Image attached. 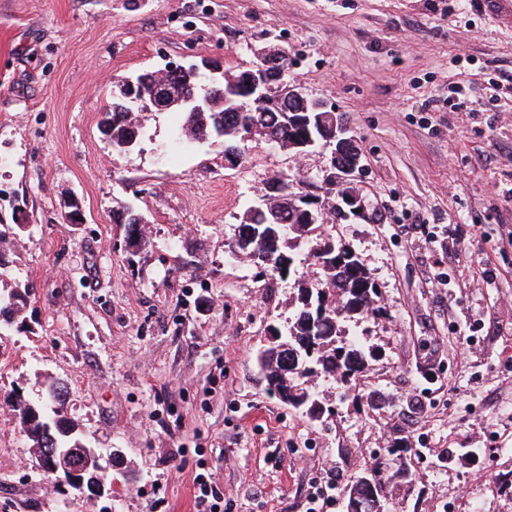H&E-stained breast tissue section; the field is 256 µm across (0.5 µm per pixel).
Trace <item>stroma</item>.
I'll return each mask as SVG.
<instances>
[{"label":"stroma","instance_id":"35a3bbf8","mask_svg":"<svg viewBox=\"0 0 512 512\" xmlns=\"http://www.w3.org/2000/svg\"><path fill=\"white\" fill-rule=\"evenodd\" d=\"M269 46L358 140L363 213L324 224L386 309L347 323L373 356L347 400L314 378L317 421L257 363L294 280L229 244L272 174L323 195L329 151L256 138L232 168L177 112L148 113L129 150L99 131L121 79L235 73ZM19 222L0 295L32 294L0 334V512H201L204 471L224 512H309L311 484L372 467L386 512H512V30L474 0H0V225ZM53 381L77 435L123 452L102 497L29 463L13 404Z\"/></svg>","mask_w":512,"mask_h":512}]
</instances>
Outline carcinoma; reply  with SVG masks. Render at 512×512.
Wrapping results in <instances>:
<instances>
[{"instance_id":"carcinoma-1","label":"carcinoma","mask_w":512,"mask_h":512,"mask_svg":"<svg viewBox=\"0 0 512 512\" xmlns=\"http://www.w3.org/2000/svg\"><path fill=\"white\" fill-rule=\"evenodd\" d=\"M286 70L288 60L284 59L278 65V79L272 85L267 102L237 112L216 111L209 117L206 132L215 135L222 127L224 137L229 138L239 127H254L260 130V138L276 144L287 143L292 137L291 120L306 108V103L285 92L283 73ZM169 84L176 94H204L202 80L190 70L169 75ZM105 121L112 124V141L116 143L136 127L126 112H107ZM360 153V146L354 140L350 148L336 150L332 161L344 167L360 159ZM294 182L296 175L288 173L268 178L265 196L281 205L275 212L265 204L244 212L238 230L247 231L251 240L236 238L231 243L242 255L250 254L257 247L264 250L266 272L272 277L283 278L297 271L291 241L295 237L312 235L321 227L319 223H305L304 211L293 204ZM328 247L349 256L344 266H328L322 261L321 250ZM311 258L320 277L313 280L299 273L293 318L281 329L277 343L261 353L259 361L268 389L283 403L315 418L323 407L314 409L310 404L302 403L306 397L316 399L309 388L310 378L319 375L335 377L342 388V396L347 397L355 390L356 381L366 370L371 357L358 340L345 339L344 322L356 316L376 318L383 315L384 309L377 304V290L365 263L349 246L336 242L330 235H321L311 250ZM28 299L26 287L14 289L8 296L0 298V330L11 325L3 320V316L14 317L26 307ZM65 401L64 388L54 384L49 386L48 398L43 403L16 401L15 411L31 447L78 448L82 445L69 429L47 432L50 415L64 422ZM380 497L379 482L371 486L356 477L347 488L348 512H380L377 507Z\"/></svg>"}]
</instances>
